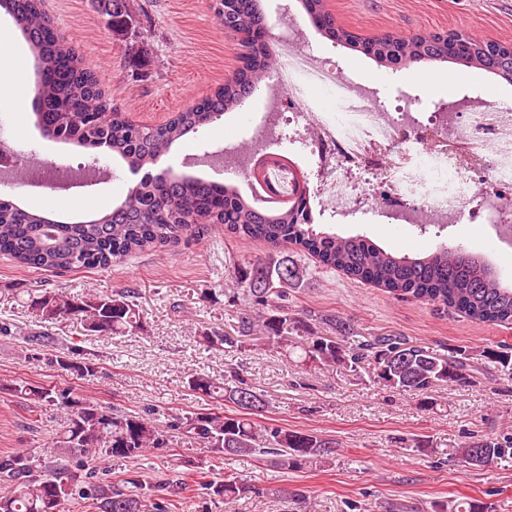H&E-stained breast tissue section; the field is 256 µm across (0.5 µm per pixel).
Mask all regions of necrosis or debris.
<instances>
[{
	"label": "necrosis or debris",
	"instance_id": "1",
	"mask_svg": "<svg viewBox=\"0 0 512 512\" xmlns=\"http://www.w3.org/2000/svg\"><path fill=\"white\" fill-rule=\"evenodd\" d=\"M273 50L276 95L252 123L254 145L269 151L289 129L334 217L376 212L387 194L396 200L393 223L468 222L490 241L512 243L511 107L479 94L452 112H420L407 98L389 106L295 34ZM318 92L328 104L315 103Z\"/></svg>",
	"mask_w": 512,
	"mask_h": 512
}]
</instances>
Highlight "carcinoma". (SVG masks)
<instances>
[{
	"label": "carcinoma",
	"instance_id": "obj_1",
	"mask_svg": "<svg viewBox=\"0 0 512 512\" xmlns=\"http://www.w3.org/2000/svg\"><path fill=\"white\" fill-rule=\"evenodd\" d=\"M129 2L95 0L112 33L129 27ZM300 4L327 39L393 71L409 60L454 63L512 84V43L455 30L383 33L361 39L337 25L327 0H300ZM0 9L12 17L35 58V115L42 134L86 150L91 162L105 148L130 172L143 173L124 200L87 221H56L46 211L24 208L12 197L0 195L1 256L37 270L107 269L129 255L176 246L199 224H219L229 235L261 241L271 253L237 264L231 275L232 297L239 302L234 333L202 336L209 347L224 350L246 351V338L257 332L268 345H287L282 329L290 319L288 296L309 278L308 268L295 258L298 250L317 257L329 269L401 298L458 311L481 323L512 325V281L504 279L480 252L445 243L416 254L385 249L364 235L316 230L310 200L295 190L288 205L265 208L247 199L233 182L171 169L152 173L158 158L176 142L243 107L266 86L274 57L263 40L260 0H232L229 13L220 19L225 29L240 35L236 73L192 108L156 127L132 122L109 100L99 75L58 36L42 0H0ZM31 303L47 324L64 316L80 317L88 330L103 337L142 329L135 293L124 288L79 297L44 290L32 296ZM324 324V332L311 336L301 348L302 361L351 372L366 366L374 383L419 398L425 411L433 409L428 397L433 388L471 383L476 359L512 370V353L504 348L445 355L392 336L365 339L340 317L330 315ZM27 344L57 372L80 376L96 370L83 349L55 347V338L46 330L31 333ZM189 386L218 402H232L244 393L254 403L239 405L231 414L190 412L158 424L146 413L118 410L56 384L17 380L5 385L31 410L49 406L65 412L59 446L75 453L76 461L72 465L52 459V448L0 454V485L8 488L0 496V512H66L73 502H82L93 512H170L174 498L186 489L182 480H155L133 470L114 482L103 475L99 461H138L150 451L173 447L183 437L213 454L247 457L262 468L284 473L335 462L333 439L276 425L257 427L251 416L265 408V400L242 373L235 371L222 382L196 373ZM477 448L482 449L485 465L512 459V436L476 437L450 448L448 454L468 464ZM199 487L214 500L246 493L305 499L298 489L259 487L230 475H202Z\"/></svg>",
	"mask_w": 512,
	"mask_h": 512
}]
</instances>
